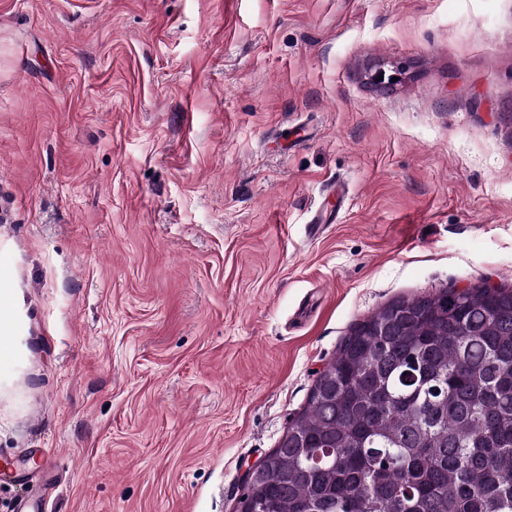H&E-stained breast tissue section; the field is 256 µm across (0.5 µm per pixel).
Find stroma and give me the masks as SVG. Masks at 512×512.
Wrapping results in <instances>:
<instances>
[{
  "label": "stroma",
  "instance_id": "obj_1",
  "mask_svg": "<svg viewBox=\"0 0 512 512\" xmlns=\"http://www.w3.org/2000/svg\"><path fill=\"white\" fill-rule=\"evenodd\" d=\"M0 251V512H234L355 323L512 288V0H0Z\"/></svg>",
  "mask_w": 512,
  "mask_h": 512
}]
</instances>
